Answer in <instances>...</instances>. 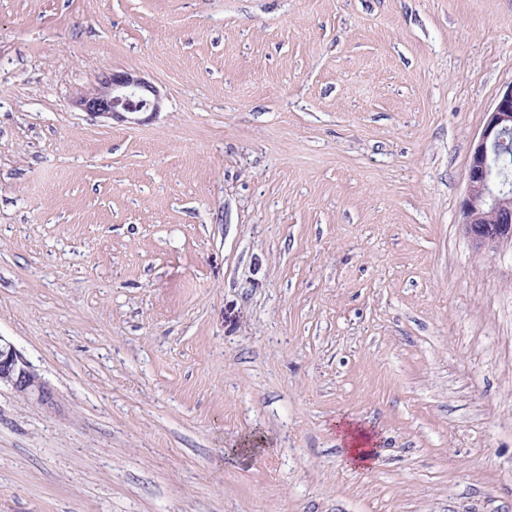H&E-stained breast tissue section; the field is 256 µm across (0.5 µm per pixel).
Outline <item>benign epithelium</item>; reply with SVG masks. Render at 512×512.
I'll return each mask as SVG.
<instances>
[{
    "instance_id": "obj_1",
    "label": "benign epithelium",
    "mask_w": 512,
    "mask_h": 512,
    "mask_svg": "<svg viewBox=\"0 0 512 512\" xmlns=\"http://www.w3.org/2000/svg\"><path fill=\"white\" fill-rule=\"evenodd\" d=\"M75 106L90 116L133 120L143 113L162 110L160 91L131 71H106L96 86L79 93ZM512 147V85L487 112L485 125L471 143L458 228L478 252L512 246V174L499 165L500 153ZM37 403L53 407L52 389L0 335V386Z\"/></svg>"
}]
</instances>
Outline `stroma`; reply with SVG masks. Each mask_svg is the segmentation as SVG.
<instances>
[{"mask_svg":"<svg viewBox=\"0 0 512 512\" xmlns=\"http://www.w3.org/2000/svg\"><path fill=\"white\" fill-rule=\"evenodd\" d=\"M160 113L91 118L104 71ZM512 0H0V512H512V247L457 226ZM380 444L343 459L334 422ZM8 386L27 399L52 408V389L18 352L12 342L0 335V387Z\"/></svg>","mask_w":512,"mask_h":512,"instance_id":"1","label":"stroma"}]
</instances>
